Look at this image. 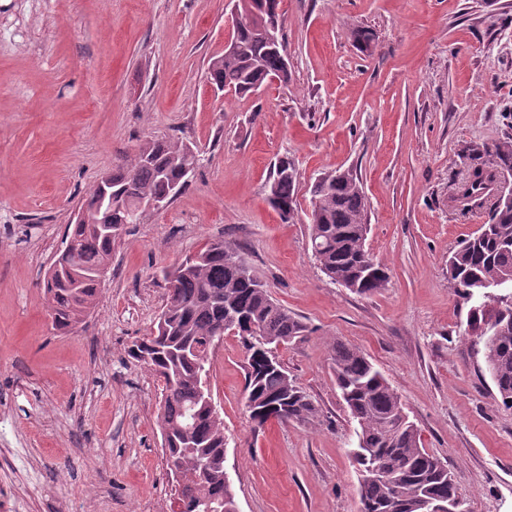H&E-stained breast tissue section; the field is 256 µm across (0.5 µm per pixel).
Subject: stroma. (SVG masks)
Segmentation results:
<instances>
[{
    "instance_id": "obj_1",
    "label": "stroma",
    "mask_w": 512,
    "mask_h": 512,
    "mask_svg": "<svg viewBox=\"0 0 512 512\" xmlns=\"http://www.w3.org/2000/svg\"><path fill=\"white\" fill-rule=\"evenodd\" d=\"M230 0H0V485L13 512H167L175 486L161 387L128 355L164 303L163 268L213 241L245 248L308 336L279 358L318 409L308 423L246 411V353L225 333L210 386L239 512H358L355 424L328 343L361 350L399 395L468 512H512V409L465 336L471 303L448 258L488 219L452 196L512 133V0H283L291 78L215 92ZM368 30L370 51L350 37ZM193 143L199 165L166 208L126 225L96 308L53 330L41 281L100 178L150 140ZM300 207L268 204L281 157ZM356 171L366 249L389 271L359 296L320 272L310 187Z\"/></svg>"
}]
</instances>
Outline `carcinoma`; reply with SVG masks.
<instances>
[{
    "mask_svg": "<svg viewBox=\"0 0 512 512\" xmlns=\"http://www.w3.org/2000/svg\"><path fill=\"white\" fill-rule=\"evenodd\" d=\"M264 2L281 23L282 0H236L243 17ZM237 50L210 59L207 80L228 95L256 92L272 75L288 82L282 51L263 27L244 22L235 33ZM485 164L457 186L452 200L462 210L490 203L489 219L448 258V274L465 299L487 286L512 288V200H501L499 180L512 174V135L482 147ZM199 155L192 144L155 140L142 145L109 176L108 196L91 193L84 204L95 224L68 225L64 249L47 269L42 288L52 326L68 332L97 304L99 271L109 266L112 245L127 224H138L152 200L171 202L173 188L189 185ZM297 171L282 158L275 166L268 201L285 222L298 213ZM310 244L320 271L333 284L370 296L385 287L387 268L365 248L368 204L351 171L321 175L311 187ZM166 303L152 333L128 354L162 382L159 427L168 462L188 476L177 494L182 512L204 502L233 512L236 507L224 471V420L212 408L208 384L210 352L226 331L248 353L246 409L261 428L268 422L308 423L318 413L276 355L309 333L308 326L275 302L252 274L237 245L213 242L181 264L162 270ZM467 336L482 344L486 371L498 398L512 408V299L484 303L470 317ZM338 390L355 421L354 460L359 466L360 512H427L437 500L454 507L460 496L448 465L423 447L397 393L359 349L331 345Z\"/></svg>",
    "mask_w": 512,
    "mask_h": 512,
    "instance_id": "obj_1",
    "label": "carcinoma"
}]
</instances>
